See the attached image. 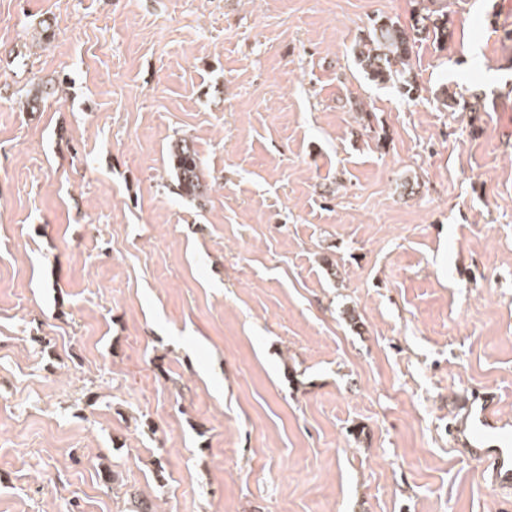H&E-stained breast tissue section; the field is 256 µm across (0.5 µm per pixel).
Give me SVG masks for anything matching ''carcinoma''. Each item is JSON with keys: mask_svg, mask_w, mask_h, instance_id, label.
<instances>
[{"mask_svg": "<svg viewBox=\"0 0 512 512\" xmlns=\"http://www.w3.org/2000/svg\"><path fill=\"white\" fill-rule=\"evenodd\" d=\"M414 24L404 28L389 19L378 20L358 43L356 58L371 80L400 84L403 94L409 96L416 79L410 66L412 46L416 39L434 36L443 42L448 39V13L441 9L424 7ZM178 188L186 195H194L200 188L199 159L186 141L177 142L172 154Z\"/></svg>", "mask_w": 512, "mask_h": 512, "instance_id": "cac0c4a2", "label": "carcinoma"}]
</instances>
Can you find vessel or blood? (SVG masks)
Masks as SVG:
<instances>
[{
	"mask_svg": "<svg viewBox=\"0 0 512 512\" xmlns=\"http://www.w3.org/2000/svg\"><path fill=\"white\" fill-rule=\"evenodd\" d=\"M495 407V393H475L464 424L455 425L452 438L463 446L469 460L479 463L491 487L508 495L512 493V431L500 424Z\"/></svg>",
	"mask_w": 512,
	"mask_h": 512,
	"instance_id": "obj_1",
	"label": "vessel or blood"
}]
</instances>
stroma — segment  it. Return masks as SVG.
I'll return each mask as SVG.
<instances>
[{
    "instance_id": "obj_1",
    "label": "stroma",
    "mask_w": 512,
    "mask_h": 512,
    "mask_svg": "<svg viewBox=\"0 0 512 512\" xmlns=\"http://www.w3.org/2000/svg\"><path fill=\"white\" fill-rule=\"evenodd\" d=\"M436 3L408 98L419 0H0V512H512V0ZM425 14L418 15L409 28L391 19L378 20L358 43L356 58L371 80L381 83L397 82L403 95L410 96L416 79L410 66L412 46L416 39L434 36L439 42L448 39V13L441 9L423 7ZM177 187L186 195H195L200 188L199 159L185 140H180L172 154ZM496 395L475 393L465 413V427L456 423L452 439L470 461L480 464L486 481L502 494L512 493V433L496 417Z\"/></svg>"
}]
</instances>
